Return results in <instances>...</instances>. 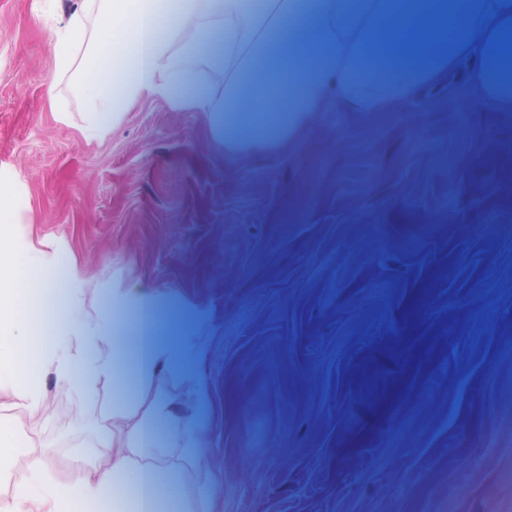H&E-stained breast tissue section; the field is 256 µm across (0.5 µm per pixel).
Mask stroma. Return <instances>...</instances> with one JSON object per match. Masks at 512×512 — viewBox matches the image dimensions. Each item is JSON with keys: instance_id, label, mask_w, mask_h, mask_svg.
Wrapping results in <instances>:
<instances>
[{"instance_id": "1", "label": "stroma", "mask_w": 512, "mask_h": 512, "mask_svg": "<svg viewBox=\"0 0 512 512\" xmlns=\"http://www.w3.org/2000/svg\"><path fill=\"white\" fill-rule=\"evenodd\" d=\"M56 23L0 0V176L95 282L86 310L142 284L129 323L209 379L183 430L218 461L213 512H512V112L439 83L241 153L222 113L145 95L88 143ZM115 398L49 384L58 478L95 462Z\"/></svg>"}]
</instances>
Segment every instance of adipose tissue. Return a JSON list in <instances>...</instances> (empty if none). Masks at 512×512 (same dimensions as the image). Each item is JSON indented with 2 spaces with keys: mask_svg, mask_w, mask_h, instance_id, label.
Segmentation results:
<instances>
[{
  "mask_svg": "<svg viewBox=\"0 0 512 512\" xmlns=\"http://www.w3.org/2000/svg\"><path fill=\"white\" fill-rule=\"evenodd\" d=\"M512 0H61L50 39L55 73L82 104L81 137L104 139L144 95L182 112L223 107L226 142L255 148L287 139L327 104L380 112L421 87L449 81L469 61V85L512 109ZM0 194V396L20 400L31 422L48 413L45 389L64 383L76 396L124 383L123 318L152 297L138 283L113 296L111 313L84 312L89 280L76 262L35 243L12 222ZM67 289L66 321L52 345L30 352L43 318ZM133 400L112 406L97 442L106 465L76 460L54 477L46 456L30 457L0 512H184L176 478L159 470L171 451L193 452L182 416L210 390L204 377L180 382L167 355L140 346Z\"/></svg>",
  "mask_w": 512,
  "mask_h": 512,
  "instance_id": "ef3b65f1",
  "label": "adipose tissue"
}]
</instances>
